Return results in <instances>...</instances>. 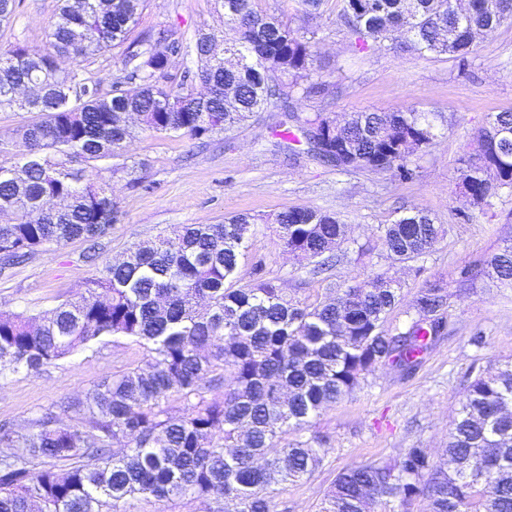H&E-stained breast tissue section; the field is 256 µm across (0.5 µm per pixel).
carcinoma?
I'll return each mask as SVG.
<instances>
[{"label":"carcinoma","instance_id":"obj_1","mask_svg":"<svg viewBox=\"0 0 512 512\" xmlns=\"http://www.w3.org/2000/svg\"><path fill=\"white\" fill-rule=\"evenodd\" d=\"M227 40L200 31L187 47L170 31L133 42L145 0H61L49 22L47 50L0 45V111L33 112L24 127L26 153L0 161L3 267L40 248L81 239L94 245L119 221L106 182H88L71 167L117 159L140 134L187 136L204 143L257 112H280L301 132L314 129L322 148L310 152L343 173L412 176L410 158L436 138L434 112L416 108L361 112L340 129L327 112L302 116L295 103L325 93L313 81L319 30L298 34L258 7L259 0H217ZM341 22L361 46L405 30L403 51L447 55L460 64L475 34L512 23V0H476L467 21L454 0H377L361 14L341 0ZM127 45V78L108 92L100 82L62 69ZM190 50L196 71L176 83L170 60L156 53ZM202 83L206 92L196 91ZM460 192L475 206L512 193V112L487 117L467 144ZM254 218L240 213L222 224H186L135 243L116 262L96 267L76 300L43 316L0 312V382L43 369L103 336L132 340L149 353L144 364L97 383L91 392L46 410L24 431L0 425V512H132L134 502L195 500L199 512H278L277 491L309 478L329 450L314 430L323 410L349 396L361 380L389 363L417 370L444 335L447 295L435 284L418 291L407 329L392 335L387 316L398 289L379 276L341 291L332 302L300 306L264 278L256 260L251 280L227 288L247 258ZM286 250L319 274L331 267L345 224L319 209L279 213ZM445 233L429 214L412 210L385 225L381 245L400 261L424 254ZM488 265L512 281V243ZM124 442L116 451L113 445ZM512 512V366L477 374L439 455L406 448L391 463L369 461L340 472L319 512H371L397 504L411 512Z\"/></svg>","mask_w":512,"mask_h":512}]
</instances>
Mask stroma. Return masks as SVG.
<instances>
[{
    "label": "stroma",
    "mask_w": 512,
    "mask_h": 512,
    "mask_svg": "<svg viewBox=\"0 0 512 512\" xmlns=\"http://www.w3.org/2000/svg\"><path fill=\"white\" fill-rule=\"evenodd\" d=\"M60 0H16L0 43L45 44V27ZM340 0H324L308 18L298 0H260L291 29L319 27L315 63L328 93L299 102L300 112L326 111L337 119L357 112L414 107L437 113L438 135L414 156L412 179L389 172L343 174L315 160L303 141L279 137V113L263 112L244 126L193 147L185 136L156 135L130 147L134 171H113L111 162L84 165V175L109 183L120 221L100 240V260L121 258L132 244L154 239L185 224H216L247 212L258 217L249 252L264 259L265 276L288 297L314 305L354 281L383 276L401 287V303L389 316L390 332L405 330L406 311L425 284L448 296V334L424 356L411 376L389 365L368 376L354 392L322 411L315 428L329 439L322 466L304 482L286 487L280 501L288 512H315L336 476L355 465L395 457L415 446L437 451L460 407L469 374L493 371L512 361V283L481 277L463 281L461 271L487 265L512 239V193L492 206L469 205L456 182L466 145L488 114L512 111V24L478 39L466 66L447 57L395 52L390 43L358 51L338 17ZM215 0H147L138 32L170 28L184 42L198 31L220 29ZM292 207L334 214L346 226L330 278L313 276L312 265L285 251L267 218ZM423 210L447 228L420 258L396 260L376 240L381 226L401 213ZM373 250L362 253L364 245ZM87 244L73 241L40 249L24 262L0 270V312L37 316L76 297L94 272ZM481 345H473L474 336ZM145 352L124 338L105 337L46 367L18 372L0 382V423L23 430L41 411L85 394L101 379L143 364Z\"/></svg>",
    "instance_id": "obj_1"
}]
</instances>
